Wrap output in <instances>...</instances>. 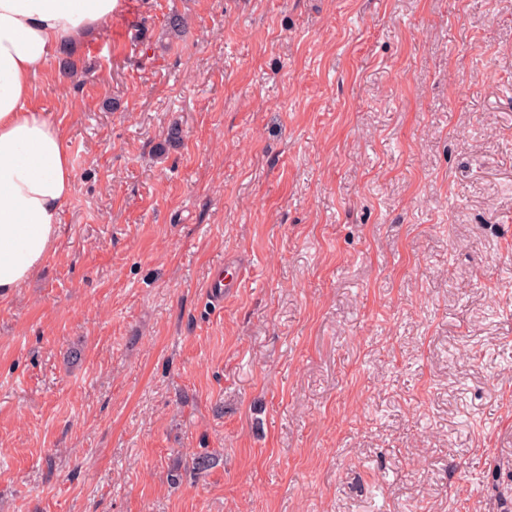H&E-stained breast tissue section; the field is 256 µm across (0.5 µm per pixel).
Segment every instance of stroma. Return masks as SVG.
<instances>
[{"instance_id":"1","label":"stroma","mask_w":512,"mask_h":512,"mask_svg":"<svg viewBox=\"0 0 512 512\" xmlns=\"http://www.w3.org/2000/svg\"><path fill=\"white\" fill-rule=\"evenodd\" d=\"M125 2L32 82L0 512H512V0ZM230 275L231 280L225 281V279L229 277V274L225 277L224 267H221L216 273L208 277L206 288L213 303L220 304L224 301V288H233L234 284L232 281L237 283L240 272L237 268H233Z\"/></svg>"}]
</instances>
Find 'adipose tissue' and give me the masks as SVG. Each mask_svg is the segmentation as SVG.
<instances>
[{"mask_svg":"<svg viewBox=\"0 0 512 512\" xmlns=\"http://www.w3.org/2000/svg\"><path fill=\"white\" fill-rule=\"evenodd\" d=\"M123 0H0V298L42 266L60 237L74 169L59 130L30 105L32 79L59 47Z\"/></svg>","mask_w":512,"mask_h":512,"instance_id":"1","label":"adipose tissue"}]
</instances>
